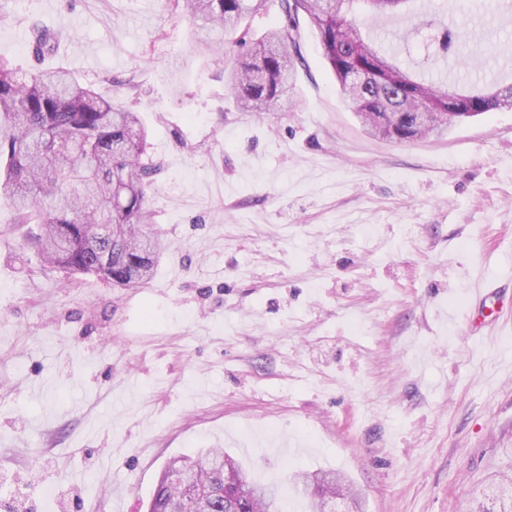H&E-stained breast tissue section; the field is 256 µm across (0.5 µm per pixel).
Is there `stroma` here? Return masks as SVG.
Here are the masks:
<instances>
[{"label": "stroma", "instance_id": "obj_1", "mask_svg": "<svg viewBox=\"0 0 512 512\" xmlns=\"http://www.w3.org/2000/svg\"><path fill=\"white\" fill-rule=\"evenodd\" d=\"M421 2L466 25L470 77L512 83V0ZM194 30L171 0H0V62L139 113L167 244L141 288L66 275L0 200V512H145L210 448L283 512L320 470L350 512H457L512 474V313L468 324L471 288L512 282V108L367 136L304 21L293 98L242 112Z\"/></svg>", "mask_w": 512, "mask_h": 512}]
</instances>
